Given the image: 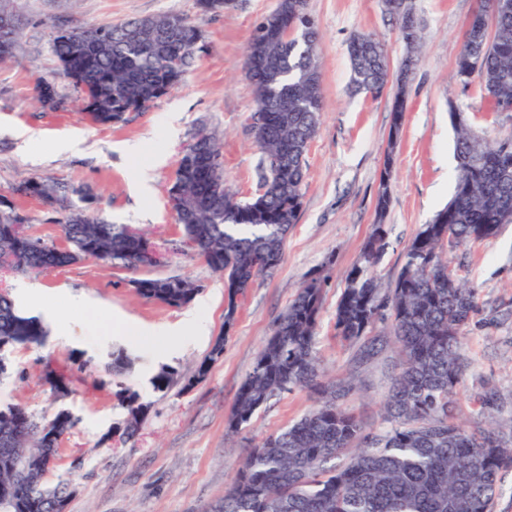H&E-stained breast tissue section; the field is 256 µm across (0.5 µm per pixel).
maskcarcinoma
Segmentation results:
<instances>
[{"label":"carcinoma","instance_id":"obj_1","mask_svg":"<svg viewBox=\"0 0 512 512\" xmlns=\"http://www.w3.org/2000/svg\"><path fill=\"white\" fill-rule=\"evenodd\" d=\"M396 14L409 49L417 42V22L406 0H385ZM319 32L295 0H277L259 20L245 52L264 51L272 66L253 87L252 114L266 124L251 127L260 147L263 192L239 202L224 186L221 141L204 129L183 148L171 189L181 194L176 220L184 236L227 288L224 329H230L238 299L256 279L280 265L284 242L296 224L305 182V157L323 110L321 73L316 58ZM206 43L202 29L187 18L164 13L85 28L55 30L50 48L61 76L83 108L102 125L127 120L177 87ZM356 91L379 96L390 70L384 46L371 35L354 36L348 48ZM417 59L399 65L391 128L402 123L406 86ZM455 77L476 78L494 112H512V9L502 0H480L464 31ZM457 165L448 203L422 226L408 245L391 288L375 273L386 247L384 224L391 202L390 182L380 180L372 225L359 260L346 276L336 304V335L364 341L370 356L383 341L399 355L398 372L384 403L389 428L367 433L342 406L354 391L351 379L327 381L316 352V330L327 276L306 279L278 318L242 381L225 435L244 429L261 409L296 388L318 396L312 409L248 449L224 497L202 512H494L503 476L512 472V428L491 420L467 427L452 413L465 371L461 348L479 311V290L460 279L448 250L493 238L512 224V131L486 137L467 121L453 125ZM40 198L67 247L18 230L28 215L0 200V269L39 274L85 258L145 265V234L76 205L77 190L52 180L32 179L13 188ZM137 295L173 308L191 304L200 292L193 280L171 275L133 281ZM387 335L364 340L374 325ZM47 329L20 312L0 291V378L6 353L17 346H39ZM219 336L193 374L198 381L224 355ZM176 371L162 366L151 378L166 393ZM126 414L118 427L125 440L137 435L149 405L126 387L113 393ZM78 419L69 412L38 417L24 406L0 403V512H60L72 493L66 481L54 486L43 477L62 436ZM343 462L336 463V460Z\"/></svg>","mask_w":512,"mask_h":512}]
</instances>
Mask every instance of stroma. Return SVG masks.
I'll return each mask as SVG.
<instances>
[{
    "label": "stroma",
    "instance_id": "1",
    "mask_svg": "<svg viewBox=\"0 0 512 512\" xmlns=\"http://www.w3.org/2000/svg\"><path fill=\"white\" fill-rule=\"evenodd\" d=\"M418 24L419 61L407 86L406 108L395 149L391 204L385 222L388 245L378 265L391 286L405 251L423 224L449 200L456 161L449 105H457L485 135L512 130V114L489 112L478 80L453 78L465 24L477 0H409ZM276 0H229L222 14H202L197 0H22L23 26L14 53L0 58V195L14 197L31 217V232L60 239L39 198L13 196L15 186L50 178L89 191L90 210L115 224L141 229L162 256L159 265L128 269L86 258L39 275L0 272L5 289L26 312L40 316L49 334L43 345L18 347L11 375L0 382V402L19 403L38 415L68 408L78 419L60 442L45 480L71 481L67 512H199L221 499L240 467L244 447L291 424L314 403L304 389L283 394L259 411L238 438L225 440L224 422L239 385L272 333L279 315L302 282L317 271L328 280L323 291L316 350L330 379L351 377L356 391L344 404L366 431L385 430L383 402L396 373V354L384 348L359 357L358 344L337 336L336 302L347 271L357 261L376 222L374 199L392 122L396 83L379 97L352 93L348 43L371 33L398 67L406 54L399 24L384 0H306V12L320 32L318 57L323 112L306 156L302 205L276 271L258 279L241 300L232 328L224 326V279L184 237L168 204L180 151L200 127L224 135V183L238 199L260 189V150L249 127L253 88L243 79L244 47L255 23ZM178 13L200 24L207 51L184 82L149 109L127 121L94 123L67 81L58 78L50 49L54 27H86L135 17ZM55 82L59 108L41 106L37 89ZM79 148L61 153L58 142ZM142 142L141 157L124 146ZM462 276L479 290V311L466 335L468 368L455 413L465 422L491 417L512 421V225L489 240L451 254ZM180 275L201 287L194 302L172 308L138 297L133 280ZM82 296L103 314L125 324L105 334L95 319L72 303ZM197 314L206 327L186 325ZM226 336L223 357L205 381L188 385L197 364L218 336ZM132 360L120 374L108 371L112 353ZM177 372L166 394L154 393L150 379L160 366ZM65 375L70 392L54 394L46 369ZM137 391L150 408L138 436L113 437L124 413L117 386ZM498 402L484 404L487 392Z\"/></svg>",
    "mask_w": 512,
    "mask_h": 512
}]
</instances>
